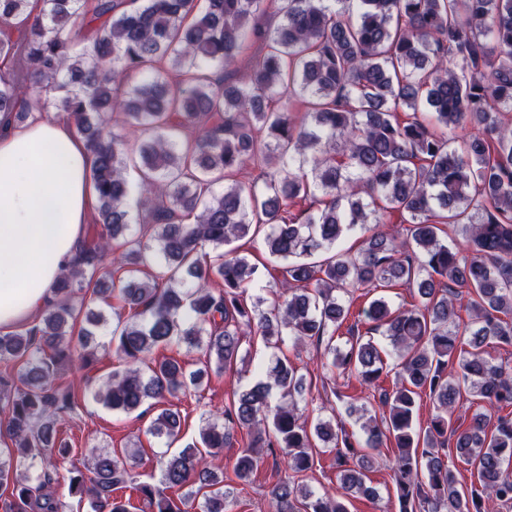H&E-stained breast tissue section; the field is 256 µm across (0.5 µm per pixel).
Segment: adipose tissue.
<instances>
[{"label": "adipose tissue", "mask_w": 512, "mask_h": 512, "mask_svg": "<svg viewBox=\"0 0 512 512\" xmlns=\"http://www.w3.org/2000/svg\"><path fill=\"white\" fill-rule=\"evenodd\" d=\"M94 156L66 122L0 113V330L30 322L78 262L97 200Z\"/></svg>", "instance_id": "1"}]
</instances>
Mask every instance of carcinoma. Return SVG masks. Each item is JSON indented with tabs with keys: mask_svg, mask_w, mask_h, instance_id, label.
Listing matches in <instances>:
<instances>
[{
	"mask_svg": "<svg viewBox=\"0 0 512 512\" xmlns=\"http://www.w3.org/2000/svg\"><path fill=\"white\" fill-rule=\"evenodd\" d=\"M262 2L97 0L90 8L87 0H43L33 18L28 0H0V27L19 32L0 39V56L19 64L0 79V112L23 123L54 103L95 156L101 226L84 241L81 263L61 274L39 322L0 336V413L12 442L0 460V486L10 489L0 512H71L52 490L53 470L32 477L18 465L52 448L61 458L71 452L56 441L57 426L78 397L57 374L76 360L94 366L84 338L101 316L90 311L75 329L80 312L70 296L84 287L108 292L96 274L129 228L135 191L153 244L132 238L113 258L125 276L111 290L128 315L112 330L123 368L96 393L104 406L155 411L148 431L171 444L181 417L165 402L199 388L203 372L152 359L153 350L202 347L226 370L253 332L275 346L285 335L326 342L330 370L373 389L382 415L362 425L361 441L330 419L307 424L298 401L312 379L277 357L235 394L224 423L207 419L199 440L164 455L161 485L137 481L118 456L99 452L86 470H69L70 498L88 512H129L114 492L130 488L151 512H187L199 495V512H226L224 466L210 458L245 428L250 440L232 464L242 483L258 449L286 450L290 473L272 487L273 512H349L344 500L298 481L320 446L336 449L337 479L353 494L375 497L369 472L387 468L399 512L512 505V370L487 351L512 347V0H336L337 11L328 0H284L272 30L256 23ZM250 39L265 52L241 74L231 66ZM422 99L429 121L417 116ZM114 114L147 134L135 160L108 130ZM434 122L470 133L454 147ZM250 165L273 166L275 177L261 190L245 188L239 177ZM387 213L397 215L403 242L377 229L355 252L338 248ZM261 231L283 262L285 287L270 297L247 295L257 266L246 245ZM457 235L464 252L448 244ZM154 261L158 270L139 277ZM213 279L216 294L207 287ZM401 286L419 297L410 309L365 292ZM356 303L358 322L340 348L334 337ZM372 333L399 359L390 388L389 352ZM423 395L435 410L424 428L415 423ZM465 395L481 403L466 424L454 418ZM454 456L474 468L470 485L448 465ZM350 458L356 465L347 466ZM186 486L177 502L166 494Z\"/></svg>",
	"mask_w": 512,
	"mask_h": 512,
	"instance_id": "obj_1",
	"label": "carcinoma"
}]
</instances>
